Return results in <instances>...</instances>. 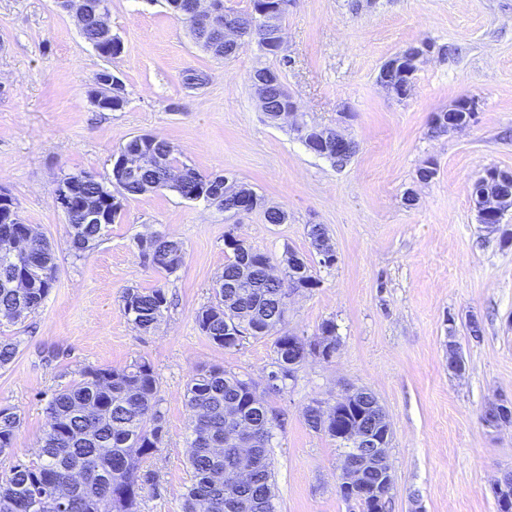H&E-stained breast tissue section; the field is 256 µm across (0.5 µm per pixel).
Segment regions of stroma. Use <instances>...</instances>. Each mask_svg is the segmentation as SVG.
<instances>
[{
    "mask_svg": "<svg viewBox=\"0 0 512 512\" xmlns=\"http://www.w3.org/2000/svg\"><path fill=\"white\" fill-rule=\"evenodd\" d=\"M109 9L123 51L108 62L56 0H0V187L53 244L58 265L36 313L0 320V339L18 346L0 369V406L21 419L0 478L16 459L35 457L52 393L81 368L144 357L161 382L166 436L147 462L157 483L143 491L140 512H180L190 479L187 382L208 364L258 380L272 356L270 338L229 353L196 326L231 234L276 259L288 248L305 257L319 284L291 294L287 329L310 338L331 320L339 340L331 361L307 360L284 389L264 395L279 416L270 450L277 512H359L336 491L340 449L305 420L312 400L359 387L377 396L391 425L389 512H498L493 483L512 469V425L487 427L482 414L489 402L512 401V243L479 224L471 192L486 170L512 171V0H291L282 53L250 43L230 59L203 50L166 0H110ZM425 42L437 51L420 64L410 96L390 95L377 81L382 64ZM105 67L125 86L117 112L90 98ZM260 68L279 73L309 122L356 143L346 165L266 118L251 82ZM192 72L205 82L187 84ZM463 97L476 103L474 121L435 133L434 115ZM140 134L165 138L201 175L252 188L287 211V222L162 190L123 200L98 244L75 257L54 202L58 180L80 172L109 180L120 146ZM428 160L437 174L422 183ZM311 224L325 226L333 265L320 264ZM156 231L184 244L173 274L139 257L135 237ZM157 286L172 304L143 333L122 296ZM452 344L458 374L448 368Z\"/></svg>",
    "mask_w": 512,
    "mask_h": 512,
    "instance_id": "obj_1",
    "label": "stroma"
}]
</instances>
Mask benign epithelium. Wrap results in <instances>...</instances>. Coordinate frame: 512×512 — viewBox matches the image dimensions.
I'll list each match as a JSON object with an SVG mask.
<instances>
[{"instance_id": "7a95c632", "label": "benign epithelium", "mask_w": 512, "mask_h": 512, "mask_svg": "<svg viewBox=\"0 0 512 512\" xmlns=\"http://www.w3.org/2000/svg\"><path fill=\"white\" fill-rule=\"evenodd\" d=\"M59 6L69 14L76 25L82 24L83 15L88 8L87 0H60ZM288 9L287 0H273L269 4H262L254 11L252 17V39L230 24H221V19L231 11L226 9L222 0H196L192 21L195 26L208 30H215L224 36V44L231 45L239 50L250 41L257 44L261 51H266L270 39H275L277 49L284 44L283 29L279 18ZM433 52V46L422 43L412 45L394 54L384 62L379 71L377 81L388 92L399 98L407 97L414 85L416 72L425 57ZM252 82L261 88L263 93L257 96L260 108H266L265 90L274 87L281 95L285 105L277 113L275 120L288 124L300 134L305 146L313 153L326 157L331 153H340V156H351L355 152V142L336 129L327 127H312V125L298 120L299 106L283 86L279 75L269 69H259L252 75ZM125 97L122 81L112 70H106L98 78L93 92V100L97 103H112L116 98ZM475 112L474 102L469 98L457 100L448 110L434 116L438 125L450 130H458L468 126ZM152 161V157L140 153L122 154L113 164V178L131 179L136 176L139 168ZM243 198L232 210L234 214L250 211L253 197L246 192V188L234 179L224 178V195L212 194L208 196L211 202L224 204V196L230 194ZM476 200L477 217L490 233H501V224L507 213L512 212V172L489 169L476 181L473 192ZM55 196L65 214H70L74 206V191L71 183L58 181ZM380 420L381 433H373L361 423L356 422L342 428H336V440L350 445L341 457L340 474L337 477V491L348 502H357L353 497L356 488L362 485L365 479L367 463H379L382 494L378 498L391 497L392 474L389 462V447L391 442V429L385 413L377 416ZM493 489L499 498L501 512H512V472H506L498 477Z\"/></svg>"}]
</instances>
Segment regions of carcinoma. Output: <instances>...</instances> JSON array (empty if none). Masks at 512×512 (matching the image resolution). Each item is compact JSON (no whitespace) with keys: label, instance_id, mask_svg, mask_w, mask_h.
<instances>
[{"label":"carcinoma","instance_id":"carcinoma-1","mask_svg":"<svg viewBox=\"0 0 512 512\" xmlns=\"http://www.w3.org/2000/svg\"><path fill=\"white\" fill-rule=\"evenodd\" d=\"M175 16L189 26L196 43L204 50L228 57L232 49L214 42L191 26L192 0H166ZM82 35L102 57L118 55L114 40L105 36L97 16L86 15ZM153 148L161 163L143 169L139 177L113 183L123 198L161 190H172L189 199L215 183V176H203L187 165H179L174 147L155 135H137L120 152ZM183 168L179 183L169 182L171 171ZM74 184L77 201L112 196V190L96 176L82 172L67 174ZM100 224H83L80 232H68L70 248L76 256L92 249L101 237ZM307 236L316 253L329 246L325 227L310 224ZM141 257L156 271L171 274L183 263V242L160 233L137 239ZM237 254L224 264L214 289V300L195 315L200 332L214 345L234 351L249 338H272L270 371L278 374V386L287 385L290 365L298 366L307 355L289 345L286 329L288 289L313 288L318 281L307 260L294 251L284 250L273 263L268 254L238 240ZM57 264L51 243L43 236L28 238L26 252L18 259L0 258V318L24 320L41 308L56 281ZM169 308L164 288L129 289L124 295V311L131 323L147 332L153 329ZM317 345L336 351V325L321 324ZM160 382L152 363L138 358L122 368L88 366L74 384L55 391L47 405L48 421L39 440L36 458L19 460L10 474L0 479V512H30L29 501L44 496L48 508L64 500L62 512H139L140 492L155 481L156 475L143 469V462L161 448L165 415L161 409ZM184 402L191 419L187 441L190 482L182 493V512H276L274 472L270 444L278 415L258 394L253 379L211 365L197 370L184 391ZM316 432L333 436L336 423H354L357 412L347 407L339 421L326 423L306 416ZM20 417L11 407H0V455L15 453ZM230 428L242 431L240 442L229 440ZM247 471V480L224 482L227 470ZM369 485L360 496V512H375L368 494L379 479L377 467L366 469Z\"/></svg>","mask_w":512,"mask_h":512}]
</instances>
